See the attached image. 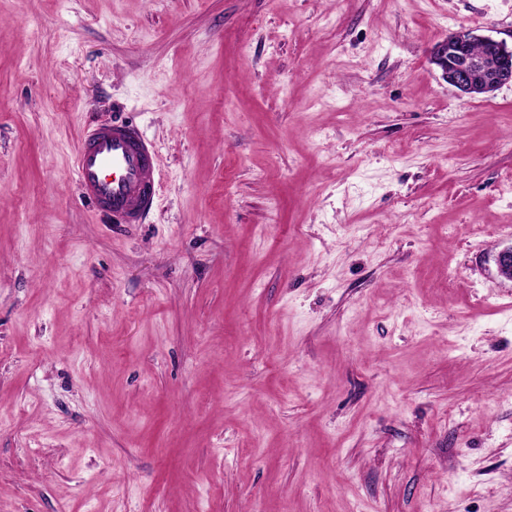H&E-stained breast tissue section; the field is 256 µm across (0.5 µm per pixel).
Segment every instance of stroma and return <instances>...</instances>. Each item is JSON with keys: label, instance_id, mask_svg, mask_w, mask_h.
<instances>
[{"label": "stroma", "instance_id": "35a3bbf8", "mask_svg": "<svg viewBox=\"0 0 512 512\" xmlns=\"http://www.w3.org/2000/svg\"><path fill=\"white\" fill-rule=\"evenodd\" d=\"M512 0H0V512H512ZM158 152L145 223L89 125ZM474 45V51L472 50ZM432 63L449 86L468 95L491 94L512 84V48L473 29L448 35L434 49ZM154 159L152 143L129 122L89 130L76 162L83 197L115 224H141L154 205Z\"/></svg>", "mask_w": 512, "mask_h": 512}]
</instances>
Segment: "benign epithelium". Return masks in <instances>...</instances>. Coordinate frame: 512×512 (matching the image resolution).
I'll return each mask as SVG.
<instances>
[{
	"label": "benign epithelium",
	"instance_id": "obj_1",
	"mask_svg": "<svg viewBox=\"0 0 512 512\" xmlns=\"http://www.w3.org/2000/svg\"><path fill=\"white\" fill-rule=\"evenodd\" d=\"M479 45L476 53L472 47ZM432 63L449 86L468 95L491 94L512 84V48L473 29H461L448 35L434 49ZM499 275L512 281V245L496 255Z\"/></svg>",
	"mask_w": 512,
	"mask_h": 512
}]
</instances>
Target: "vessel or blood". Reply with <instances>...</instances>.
Listing matches in <instances>:
<instances>
[{
    "instance_id": "b4317fda",
    "label": "vessel or blood",
    "mask_w": 512,
    "mask_h": 512,
    "mask_svg": "<svg viewBox=\"0 0 512 512\" xmlns=\"http://www.w3.org/2000/svg\"><path fill=\"white\" fill-rule=\"evenodd\" d=\"M155 149L128 122L87 132L77 151L76 174L82 194L117 224L142 223L154 200Z\"/></svg>"
}]
</instances>
